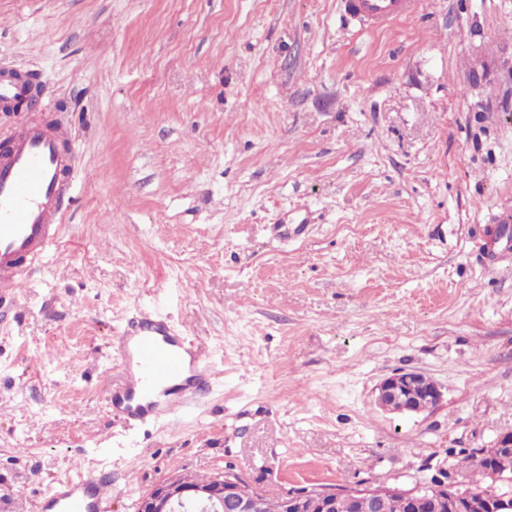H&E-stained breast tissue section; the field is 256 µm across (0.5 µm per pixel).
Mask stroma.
<instances>
[{
    "instance_id": "35a3bbf8",
    "label": "stroma",
    "mask_w": 512,
    "mask_h": 512,
    "mask_svg": "<svg viewBox=\"0 0 512 512\" xmlns=\"http://www.w3.org/2000/svg\"><path fill=\"white\" fill-rule=\"evenodd\" d=\"M80 177L57 255L0 302V512L112 472V512L172 472L257 489L412 487L512 431V0H419L359 31L341 0H0ZM148 310L210 388L110 414V343ZM443 399L398 416V371ZM377 403L391 414L420 413L416 406L418 395L428 400L426 410H434L442 402L440 387L429 377L419 372L400 371L383 379L377 386Z\"/></svg>"
}]
</instances>
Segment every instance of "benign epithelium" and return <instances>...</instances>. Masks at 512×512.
Returning <instances> with one entry per match:
<instances>
[{"instance_id": "7a95c632", "label": "benign epithelium", "mask_w": 512, "mask_h": 512, "mask_svg": "<svg viewBox=\"0 0 512 512\" xmlns=\"http://www.w3.org/2000/svg\"><path fill=\"white\" fill-rule=\"evenodd\" d=\"M377 403L391 414L420 412L418 396L428 400L434 410L442 402L440 387L419 372L400 371L383 379L377 386ZM499 455L491 468L493 484L474 495L471 491L444 479L439 485L417 480L411 488L390 487L399 495L409 512H512V493L496 486L498 481H512V432L496 440ZM371 487L311 486L284 492L283 512H336V499L348 496L352 501L370 493ZM137 512H258V490L241 476L224 470L210 476L171 474L153 485L139 501Z\"/></svg>"}]
</instances>
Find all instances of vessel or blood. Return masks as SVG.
<instances>
[{"label":"vessel or blood","mask_w":512,"mask_h":512,"mask_svg":"<svg viewBox=\"0 0 512 512\" xmlns=\"http://www.w3.org/2000/svg\"><path fill=\"white\" fill-rule=\"evenodd\" d=\"M342 5L360 25L378 29L411 12L415 0H342ZM30 89L28 78L1 74L0 104L16 103ZM75 185L70 134L63 124L21 120L0 138V300L51 253ZM113 351L121 362L106 397L113 415L144 420L171 413L208 383L207 358L158 317L129 318ZM108 487L94 470L57 479L38 512H108Z\"/></svg>","instance_id":"vessel-or-blood-1"}]
</instances>
